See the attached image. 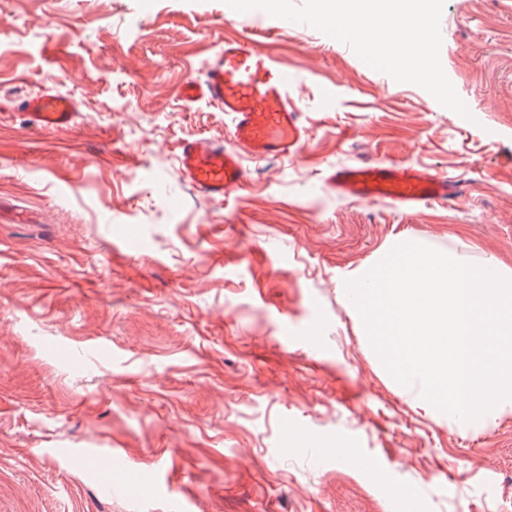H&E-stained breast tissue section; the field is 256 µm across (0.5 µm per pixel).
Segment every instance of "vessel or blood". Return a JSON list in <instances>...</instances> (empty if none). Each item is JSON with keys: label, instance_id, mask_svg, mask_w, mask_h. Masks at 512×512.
I'll return each instance as SVG.
<instances>
[{"label": "vessel or blood", "instance_id": "b4317fda", "mask_svg": "<svg viewBox=\"0 0 512 512\" xmlns=\"http://www.w3.org/2000/svg\"><path fill=\"white\" fill-rule=\"evenodd\" d=\"M292 77L269 52L250 38L225 40L204 62L199 76L178 88L182 99L202 101L229 119L224 140L200 137L177 149L179 174L189 188L208 200H221L242 188L247 179L244 159L293 161L303 156L308 130L300 122L291 97ZM24 112L34 127L58 133L74 126L73 100L48 92L27 96ZM337 194L367 201L390 200L411 209L434 202L449 204L465 193L462 183L407 165L363 161L336 167L328 176ZM79 458L105 491L131 486L133 476L116 474L100 450L88 448Z\"/></svg>", "mask_w": 512, "mask_h": 512}]
</instances>
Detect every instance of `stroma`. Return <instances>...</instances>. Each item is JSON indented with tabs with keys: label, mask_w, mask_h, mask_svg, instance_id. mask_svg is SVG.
I'll return each instance as SVG.
<instances>
[{
	"label": "stroma",
	"mask_w": 512,
	"mask_h": 512,
	"mask_svg": "<svg viewBox=\"0 0 512 512\" xmlns=\"http://www.w3.org/2000/svg\"><path fill=\"white\" fill-rule=\"evenodd\" d=\"M248 26L294 77L306 154L195 211L177 146L227 118L178 87ZM441 33L465 118L224 0H0V512H512V412L476 432L425 413L344 289L397 236L512 268V0H445ZM45 90L74 100L71 131L16 109ZM367 159L468 195L336 194L328 174ZM288 423L308 445L283 447ZM60 448L107 453L132 491Z\"/></svg>",
	"instance_id": "obj_1"
}]
</instances>
